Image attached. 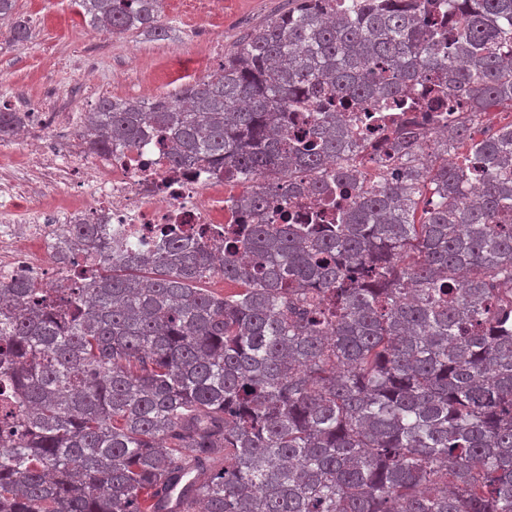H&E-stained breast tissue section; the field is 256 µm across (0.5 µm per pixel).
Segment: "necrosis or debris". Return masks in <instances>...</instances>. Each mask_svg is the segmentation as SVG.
I'll return each mask as SVG.
<instances>
[{"label":"necrosis or debris","mask_w":512,"mask_h":512,"mask_svg":"<svg viewBox=\"0 0 512 512\" xmlns=\"http://www.w3.org/2000/svg\"><path fill=\"white\" fill-rule=\"evenodd\" d=\"M373 117L380 130L364 138L354 159L372 178L380 173L378 148L385 137L411 127L433 133L448 124L444 112L379 114L370 101L350 115L358 127ZM58 119L47 107L29 113L20 142L22 163L0 171V284L21 278L40 288L74 287L90 257L80 253L57 265L48 256L78 224L109 234L114 249L156 250L172 230L220 246L225 225L256 223L255 215L233 202L265 190L262 179L228 180L220 167L172 166L168 144L156 133L112 152H90L78 143L53 148L43 133Z\"/></svg>","instance_id":"obj_1"}]
</instances>
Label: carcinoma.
Wrapping results in <instances>:
<instances>
[{
  "mask_svg": "<svg viewBox=\"0 0 512 512\" xmlns=\"http://www.w3.org/2000/svg\"><path fill=\"white\" fill-rule=\"evenodd\" d=\"M93 31L165 34L163 0H78ZM456 30L448 35V18ZM13 41L31 38L0 0ZM468 114L415 159L410 129L357 182L345 119ZM331 108L301 129L293 113ZM512 0H295L209 76L150 102L102 98L79 139L165 136L174 165L260 174L262 214L223 257L176 237L158 252L74 234L96 256L77 287L0 285V361L17 394L0 436V512H512ZM26 115L0 107V142ZM298 171L336 181V223H282ZM216 277L233 289L205 287Z\"/></svg>",
  "mask_w": 512,
  "mask_h": 512,
  "instance_id": "cac0c4a2",
  "label": "carcinoma"
}]
</instances>
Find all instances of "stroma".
I'll use <instances>...</instances> for the list:
<instances>
[{
	"instance_id": "1",
	"label": "stroma",
	"mask_w": 512,
	"mask_h": 512,
	"mask_svg": "<svg viewBox=\"0 0 512 512\" xmlns=\"http://www.w3.org/2000/svg\"><path fill=\"white\" fill-rule=\"evenodd\" d=\"M287 8L288 0H224L223 14L206 17L191 0H164V37L102 39L89 29L75 0H17L32 37L16 44L8 29L0 28V105L34 109L54 92L60 120L52 137L67 145L77 136L80 113L100 98L145 101L171 92L179 85L167 77L177 52L194 49L202 64L217 69L241 36Z\"/></svg>"
}]
</instances>
